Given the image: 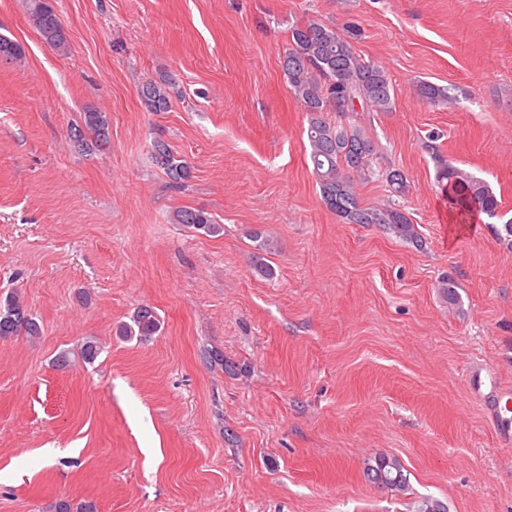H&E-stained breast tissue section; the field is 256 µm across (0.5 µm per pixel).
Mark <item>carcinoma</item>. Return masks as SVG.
Here are the masks:
<instances>
[{
  "mask_svg": "<svg viewBox=\"0 0 512 512\" xmlns=\"http://www.w3.org/2000/svg\"><path fill=\"white\" fill-rule=\"evenodd\" d=\"M28 10L41 39L58 53H67L69 38L50 0H29ZM24 56L20 43L0 37L1 64H18ZM281 68L292 94L307 115L309 160L326 207L345 224H377L400 240L419 245L421 238L415 224L398 204L391 200L382 206L365 205L357 190V184L379 175L393 195L401 197L408 192L404 174L393 177L391 173L395 169H381L375 141L366 127L354 119L359 111L388 112L392 109L394 94L388 72L358 54L347 35L314 19L290 30ZM172 85L173 78L169 75L141 84L138 97L143 108L148 112L167 111ZM416 93L429 104L454 101L447 88L431 82L419 83ZM327 112L336 113L338 120H327ZM109 127L107 113L89 110L83 113L82 127L74 129V141L90 151L108 140ZM86 131L91 133L92 139L85 138ZM152 152L155 161L176 186H183L190 178L187 164L176 160L163 140H153ZM435 161L438 182L448 190V201L455 209L464 213H483L490 218L498 215L499 201L485 181L439 156ZM170 220L173 224L209 235L223 230L210 213L200 209H180ZM254 239L257 245L251 269L262 278H271L275 270L266 255L272 253L274 243L260 233L255 234ZM160 328L154 308L141 305L135 309L132 323L121 326L119 334L146 341ZM21 334L35 340L41 335V326L24 297L14 291L0 303V339ZM99 354L97 341L87 339L80 343L78 356L82 362L92 364ZM364 474L373 484L382 476L387 478L390 490L405 491L408 488L407 476L399 462L385 456L367 463Z\"/></svg>",
  "mask_w": 512,
  "mask_h": 512,
  "instance_id": "1",
  "label": "carcinoma"
}]
</instances>
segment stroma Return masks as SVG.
I'll return each instance as SVG.
<instances>
[{
    "instance_id": "stroma-1",
    "label": "stroma",
    "mask_w": 512,
    "mask_h": 512,
    "mask_svg": "<svg viewBox=\"0 0 512 512\" xmlns=\"http://www.w3.org/2000/svg\"><path fill=\"white\" fill-rule=\"evenodd\" d=\"M51 3L64 55L28 0H0V35L26 51L0 67V298L20 291L42 330L0 340V512H512V456L466 383L483 367L512 386V246L449 211L435 163L486 180L512 218V0ZM309 19L359 28L392 79V109L359 118L407 177L423 248L321 198L280 67ZM164 74L169 109L145 111L140 84ZM421 81L453 103L423 102ZM90 109L110 135L88 155L70 130ZM184 207L223 232L171 223ZM257 232L274 278L251 270ZM142 304L160 331L118 336ZM90 337L94 364L54 366ZM379 455L406 491L365 478ZM28 10L33 27L41 39L60 54L69 51L68 35L49 0H29ZM152 152L155 161L163 167L167 176L177 187L183 186V183L191 177L187 164L176 160L168 144L163 140H153Z\"/></svg>"
}]
</instances>
